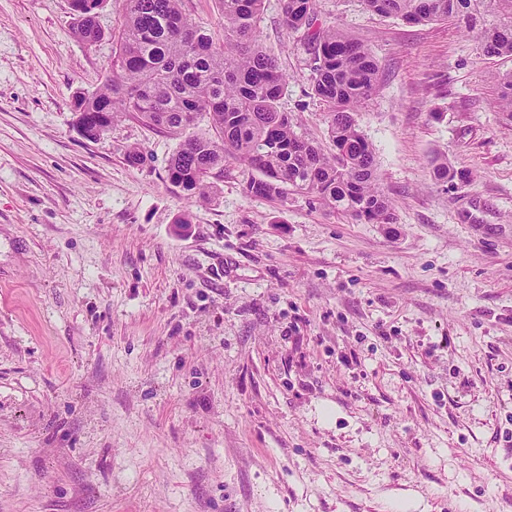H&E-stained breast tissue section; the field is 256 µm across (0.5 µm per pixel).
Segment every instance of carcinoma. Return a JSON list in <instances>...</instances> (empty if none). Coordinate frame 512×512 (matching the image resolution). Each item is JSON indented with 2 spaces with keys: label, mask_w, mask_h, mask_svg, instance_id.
<instances>
[{
  "label": "carcinoma",
  "mask_w": 512,
  "mask_h": 512,
  "mask_svg": "<svg viewBox=\"0 0 512 512\" xmlns=\"http://www.w3.org/2000/svg\"><path fill=\"white\" fill-rule=\"evenodd\" d=\"M506 21L479 36L487 56H512V0H497ZM365 9L411 23L470 22L472 0H362ZM224 40L183 11L182 0H125L124 21L112 58V75L95 91L76 95L77 120L87 129L110 127L121 113L179 136L208 119L214 140L189 136L169 159L167 178L186 196L207 200L215 169L229 159L255 170L244 192L277 199L293 191L314 197L365 224H394L392 203L377 182L374 149L355 118L372 95L380 70L365 40L317 23L318 0H283L282 24L303 33L312 55L309 86L328 108L334 152L326 154L297 134L279 107L288 77L257 40L264 0H219ZM75 33L87 44L103 31L97 11L73 12ZM499 99L512 118V74L498 77ZM440 182L464 174L434 161Z\"/></svg>",
  "instance_id": "obj_1"
}]
</instances>
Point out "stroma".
<instances>
[{
    "label": "stroma",
    "mask_w": 512,
    "mask_h": 512,
    "mask_svg": "<svg viewBox=\"0 0 512 512\" xmlns=\"http://www.w3.org/2000/svg\"><path fill=\"white\" fill-rule=\"evenodd\" d=\"M281 16L280 106L331 150ZM122 21L86 45L69 0H0V512H512V57L319 0L381 74L356 119L396 221L362 224L232 160L192 202L130 114L81 135Z\"/></svg>",
    "instance_id": "35a3bbf8"
}]
</instances>
